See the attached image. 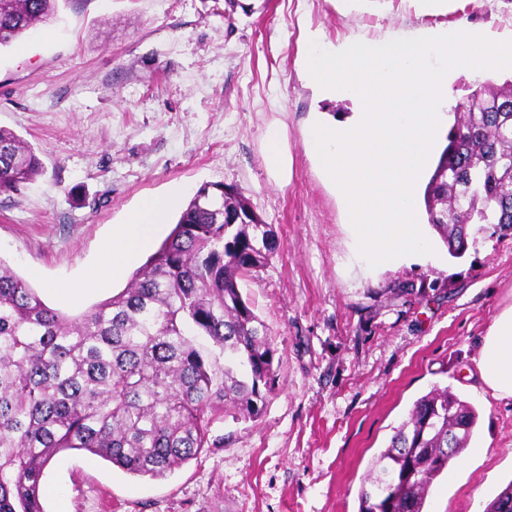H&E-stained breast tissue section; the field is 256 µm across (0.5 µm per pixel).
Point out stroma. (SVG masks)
Here are the masks:
<instances>
[{
	"label": "stroma",
	"mask_w": 512,
	"mask_h": 512,
	"mask_svg": "<svg viewBox=\"0 0 512 512\" xmlns=\"http://www.w3.org/2000/svg\"><path fill=\"white\" fill-rule=\"evenodd\" d=\"M462 24L510 40L512 0H68L0 50V127L46 167L0 195V261L48 306L76 316L122 291L113 282L76 305L59 289L93 268L147 195H175V218L202 183L236 186L276 244L241 282L279 362L259 419L216 421L213 448L162 478L59 453L45 469L57 489L46 512H358L374 454L436 386L479 420L426 512H485L512 482V399L484 392L476 369L488 325L512 306V235L486 224L462 257L437 238L426 261L368 267L303 144L311 112H351L300 74L307 30L333 45ZM275 121L288 130L285 183L264 158ZM398 282L421 296L393 294Z\"/></svg>",
	"instance_id": "stroma-1"
}]
</instances>
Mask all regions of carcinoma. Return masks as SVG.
<instances>
[{
  "instance_id": "carcinoma-1",
  "label": "carcinoma",
  "mask_w": 512,
  "mask_h": 512,
  "mask_svg": "<svg viewBox=\"0 0 512 512\" xmlns=\"http://www.w3.org/2000/svg\"><path fill=\"white\" fill-rule=\"evenodd\" d=\"M60 0H0V48ZM512 83L477 84L455 107L426 185L428 222L453 257L468 226L512 231ZM44 174L37 151L0 128V194ZM244 214L250 224H228ZM264 223L242 191L199 187L158 250L119 294L69 316L0 262V512H45L43 478L63 450L163 477L210 447L211 424L259 418L275 349L240 280L269 263ZM479 414L449 388L412 406L372 459L359 512H425L434 481L468 447ZM486 512H512V482Z\"/></svg>"
}]
</instances>
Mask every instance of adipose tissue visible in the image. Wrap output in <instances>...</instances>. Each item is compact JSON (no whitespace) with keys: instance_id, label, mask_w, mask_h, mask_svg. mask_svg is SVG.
Here are the masks:
<instances>
[{"instance_id":"ef3b65f1","label":"adipose tissue","mask_w":512,"mask_h":512,"mask_svg":"<svg viewBox=\"0 0 512 512\" xmlns=\"http://www.w3.org/2000/svg\"><path fill=\"white\" fill-rule=\"evenodd\" d=\"M171 204L168 197L147 198L128 223L113 225L96 266L86 278L67 287L69 299L81 302L107 280L121 278L126 268L152 247L167 222ZM477 370L481 386L494 398H512V307L497 314L489 325L479 349Z\"/></svg>"}]
</instances>
